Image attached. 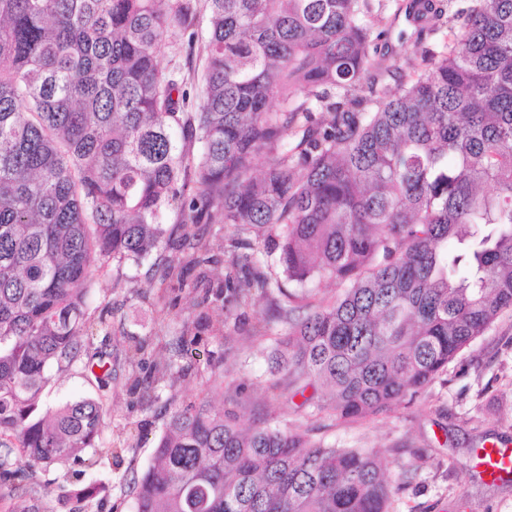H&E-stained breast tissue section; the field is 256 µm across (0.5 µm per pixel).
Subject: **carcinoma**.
I'll return each mask as SVG.
<instances>
[{"mask_svg": "<svg viewBox=\"0 0 512 512\" xmlns=\"http://www.w3.org/2000/svg\"><path fill=\"white\" fill-rule=\"evenodd\" d=\"M208 2L190 113L159 47L194 26L193 0H0V474L17 451L33 468L95 447L102 399L40 408L54 370L100 388L94 367L112 375L82 340L84 284L104 259L171 245L162 280L209 282L203 218L277 245L298 288L257 281L291 329L269 388H319L309 406L347 422L418 397L512 311V0H411L408 16L433 31L463 23L394 89L369 49V0ZM190 172L173 241L161 219ZM324 279L339 292L317 300L304 285ZM252 287L224 279L243 304ZM224 322L186 323L157 379L187 375L199 327L220 335ZM388 467L172 402L135 512H390Z\"/></svg>", "mask_w": 512, "mask_h": 512, "instance_id": "1", "label": "carcinoma"}]
</instances>
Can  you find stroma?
I'll return each mask as SVG.
<instances>
[{
    "label": "stroma",
    "instance_id": "1",
    "mask_svg": "<svg viewBox=\"0 0 512 512\" xmlns=\"http://www.w3.org/2000/svg\"><path fill=\"white\" fill-rule=\"evenodd\" d=\"M197 7L196 36L172 29L160 47L166 72L187 93L185 111L192 112L203 93L206 33L210 11L207 0ZM410 0H370L380 15L382 36L371 46L388 64L404 66L424 47L439 44L442 34L418 27L407 18ZM199 232L215 263L211 287L161 283V258L152 254L141 263L107 261L88 283V319L92 349L112 356V377L98 387L79 369L53 374L42 405L56 407L85 396L102 395L106 424L94 450L96 466L66 462L47 470L29 471L24 457L11 461L16 474L0 481V512H134V480L152 462L154 447L166 430L170 401L207 396L213 410H234L242 427L270 420L307 432L311 438L341 448L375 449L408 463L412 453L426 462L409 485L392 495L391 512H512V478L491 482L478 465L480 449L512 447V313L502 316L483 336L465 347L431 386L410 401L362 423H349L312 412L302 397H274L267 386L268 353L273 339L288 335V326L276 317L275 300L252 288L248 305L241 306L216 292L232 269L233 258L247 254L236 245L230 226L200 222ZM219 308L229 314L222 337L206 338L188 356L190 372L178 381L159 382L154 366L163 355L161 339L179 335L186 320ZM269 335H258L260 327ZM145 342L141 378L156 381L151 399L129 394L131 382L124 351L130 340ZM224 367L223 385L206 388L209 364ZM104 485L85 502L65 500V493L92 481Z\"/></svg>",
    "mask_w": 512,
    "mask_h": 512
}]
</instances>
